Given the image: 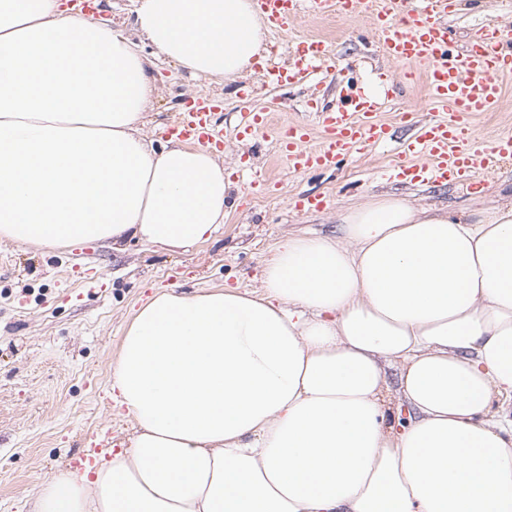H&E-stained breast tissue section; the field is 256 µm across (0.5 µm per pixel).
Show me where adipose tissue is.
<instances>
[{
  "mask_svg": "<svg viewBox=\"0 0 512 512\" xmlns=\"http://www.w3.org/2000/svg\"><path fill=\"white\" fill-rule=\"evenodd\" d=\"M134 14L196 76L235 81L267 50L252 0ZM153 82L108 25L0 0V239L185 251L217 233L232 185L209 149L144 136ZM337 220L280 243L262 294L142 304L111 383L130 448L60 470L34 512H512V202L471 217L386 193ZM394 403L408 426L386 424Z\"/></svg>",
  "mask_w": 512,
  "mask_h": 512,
  "instance_id": "ef3b65f1",
  "label": "adipose tissue"
}]
</instances>
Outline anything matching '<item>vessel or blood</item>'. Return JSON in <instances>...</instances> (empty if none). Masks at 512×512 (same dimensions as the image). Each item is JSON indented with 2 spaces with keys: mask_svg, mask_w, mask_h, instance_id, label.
<instances>
[{
  "mask_svg": "<svg viewBox=\"0 0 512 512\" xmlns=\"http://www.w3.org/2000/svg\"><path fill=\"white\" fill-rule=\"evenodd\" d=\"M255 4L271 28L282 31L293 25L306 5L319 14L371 10L373 32L387 56L407 64L405 78H413V66H422L430 101L448 104L453 116L422 123L414 136L402 142L403 179L412 183H444L453 176L466 179L512 154V135L484 143L474 138L469 125L474 113L488 111L498 102L504 83L512 80V22L476 28L468 41L454 46L444 22L448 0H255ZM328 54L323 41H302L293 67L268 62L263 77L271 85L288 84L297 75L323 66ZM385 106V99L371 92L348 96L339 107L316 111L315 125H294L280 134L279 153L291 170L303 172L331 167L341 156L385 144L392 138L391 129L377 119ZM269 123L268 113H243L236 136L262 135ZM168 133L216 149L225 139L211 106L203 104L178 113Z\"/></svg>",
  "mask_w": 512,
  "mask_h": 512,
  "instance_id": "vessel-or-blood-1",
  "label": "vessel or blood"
}]
</instances>
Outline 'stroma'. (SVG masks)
<instances>
[{
	"instance_id": "stroma-1",
	"label": "stroma",
	"mask_w": 512,
	"mask_h": 512,
	"mask_svg": "<svg viewBox=\"0 0 512 512\" xmlns=\"http://www.w3.org/2000/svg\"><path fill=\"white\" fill-rule=\"evenodd\" d=\"M93 17L134 36L140 52L157 62L144 128L156 146L167 142L174 115L198 102L216 104L225 130H232L240 113L254 110L272 113L275 131L255 140L227 138L218 153L225 170L249 169L264 187L256 191L236 183L238 204L221 231L190 252L134 240L117 249L0 241V512H31L36 491L70 467L93 434L111 433L113 446L129 447L137 427L118 412L108 390L125 328L155 292L227 286L259 291L265 263L279 242L303 231L336 235L337 213L383 193L403 195L423 208L475 213L512 198L509 155L467 182L412 184L393 172L399 142L412 135L413 122L444 108L429 101L423 80L403 82V64L384 55L369 36L368 15L304 12L288 32L270 33L276 57L288 65L301 40L317 38L329 46L320 74L285 87L265 85L258 70L226 84L159 59L155 47L134 34L132 0H99ZM507 20L512 21V0H453L448 8L459 44L471 29ZM369 83L388 89L392 98L381 118L392 126L394 142L348 156L332 170H290L279 157L277 132L310 120L312 105L338 103L340 89ZM470 124L486 141L512 134V82ZM305 193L327 196L328 206L297 207Z\"/></svg>"
}]
</instances>
